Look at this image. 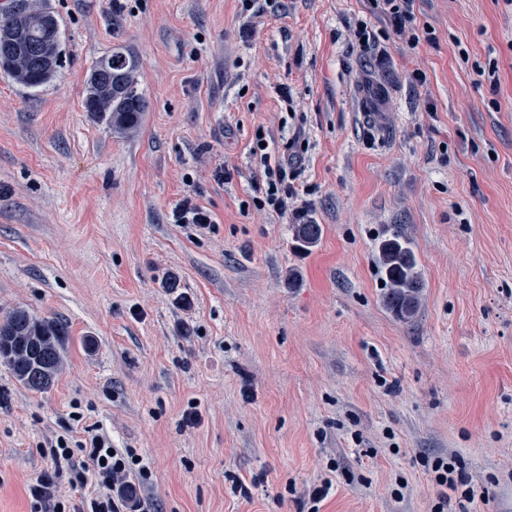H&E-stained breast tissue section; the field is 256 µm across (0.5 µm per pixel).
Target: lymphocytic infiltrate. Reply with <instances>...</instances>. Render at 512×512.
<instances>
[{"label":"lymphocytic infiltrate","instance_id":"lymphocytic-infiltrate-1","mask_svg":"<svg viewBox=\"0 0 512 512\" xmlns=\"http://www.w3.org/2000/svg\"><path fill=\"white\" fill-rule=\"evenodd\" d=\"M373 5L393 34L407 46H416L422 40L437 44L433 30L419 29L415 0H373ZM265 139L264 131L256 132L253 153L263 169L265 186L255 205L261 210L269 208L280 215L291 212L296 218H303V210L290 208L297 195L291 181L296 178L301 162L297 143L286 141L281 153L275 154L265 146ZM40 451L50 457L52 466L28 487L30 512H144L139 491L150 481L152 473L137 461L135 449L113 448L106 436L92 432L76 443L57 436L41 446ZM64 480L75 490L92 482L98 491L75 503L59 492Z\"/></svg>","mask_w":512,"mask_h":512}]
</instances>
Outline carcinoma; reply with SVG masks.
Instances as JSON below:
<instances>
[{
	"instance_id": "1",
	"label": "carcinoma",
	"mask_w": 512,
	"mask_h": 512,
	"mask_svg": "<svg viewBox=\"0 0 512 512\" xmlns=\"http://www.w3.org/2000/svg\"><path fill=\"white\" fill-rule=\"evenodd\" d=\"M66 55L61 22L49 0H10L0 11V72L14 83L37 88L53 83ZM85 108L97 121L123 134L137 130L148 101L139 89L136 57L122 47L99 58L85 80ZM303 249L321 238V225L295 224ZM377 262L384 281L381 301L394 317L411 322L421 307L423 280L416 253L395 228L378 245ZM68 332L54 320L23 308L0 312V362L26 389L51 388L63 364Z\"/></svg>"
}]
</instances>
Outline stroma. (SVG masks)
Listing matches in <instances>:
<instances>
[{
	"label": "stroma",
	"instance_id": "1",
	"mask_svg": "<svg viewBox=\"0 0 512 512\" xmlns=\"http://www.w3.org/2000/svg\"><path fill=\"white\" fill-rule=\"evenodd\" d=\"M51 2L59 78L0 75V311L68 345L44 393L0 364V512L90 426L150 468L145 512H431L422 461L451 454L478 512H512V0H416L438 44L413 49L370 0ZM116 46L149 104L130 136L84 108ZM260 127L305 142L309 250L254 205ZM186 197L214 230L173 223ZM395 227L424 282L408 324L380 302Z\"/></svg>",
	"mask_w": 512,
	"mask_h": 512
}]
</instances>
